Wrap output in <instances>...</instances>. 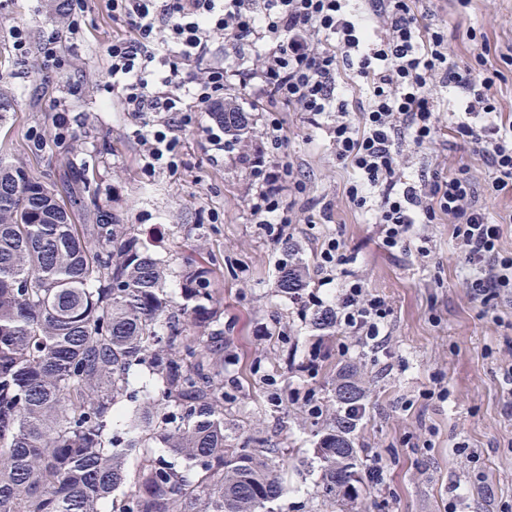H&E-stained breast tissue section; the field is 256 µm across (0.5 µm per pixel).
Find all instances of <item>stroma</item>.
<instances>
[{
	"label": "stroma",
	"mask_w": 512,
	"mask_h": 512,
	"mask_svg": "<svg viewBox=\"0 0 512 512\" xmlns=\"http://www.w3.org/2000/svg\"><path fill=\"white\" fill-rule=\"evenodd\" d=\"M54 5L0 0V85L9 91L8 104L0 105V156L49 183V156L62 152L85 163L102 201L160 260L173 297L181 295L185 258L201 249L224 323V442L236 448L259 436L274 445L284 485L275 512H448L455 494L465 512L512 505V385L502 377L512 364V303H502L497 317L482 315L461 271L452 225H418L408 248L387 249L373 215L347 200L353 173L337 161L328 129L298 112L281 115L283 157L305 184L286 197L294 220L289 238L270 240L251 213V167L235 154L210 157L209 114L187 129L177 172L143 174V146L108 77L105 48L119 25L104 0H86L72 31L57 23ZM420 11L447 24L459 62H473L478 40L490 44L495 65L512 47V0H471L463 14L456 0H422ZM17 25L27 27L32 45L23 60L13 49ZM54 35L60 68L43 53ZM55 102L67 112L71 137L55 136ZM439 128L429 149L403 145L397 178L414 183L425 172L466 167L477 186H486L483 160L449 135L444 105ZM331 239L348 257L335 273L320 257ZM421 245L427 255L418 253ZM285 259L307 269L300 299L275 286ZM356 281L392 308L386 352L356 343L343 326L312 324V296L335 306L340 290ZM344 366L356 371L366 408L354 433L360 468H380L384 481L357 483L355 496L338 505L317 493L321 462L314 448L318 431L337 414L333 393ZM442 389L447 399L438 398ZM312 402L319 415L309 414Z\"/></svg>",
	"instance_id": "obj_1"
}]
</instances>
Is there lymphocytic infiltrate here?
<instances>
[{
  "label": "lymphocytic infiltrate",
  "mask_w": 512,
  "mask_h": 512,
  "mask_svg": "<svg viewBox=\"0 0 512 512\" xmlns=\"http://www.w3.org/2000/svg\"><path fill=\"white\" fill-rule=\"evenodd\" d=\"M366 24L349 0H107L113 21L126 30L106 48L112 93L138 124L145 146L143 170L178 168L183 133L200 112L220 111L234 77L258 80L269 112H301L324 120L339 163L356 181L348 198L356 208L366 191H378L375 214L383 244L404 247L419 224L448 219L460 240L472 296L484 314L512 298V252L502 251L501 223L490 221L485 200L468 169L434 174L425 188L397 180L402 144L423 149L438 134L435 89L452 90L456 137L482 157L495 190L512 189V122H504L493 93L501 68L482 45L474 64L456 61L448 36L420 30L417 0H364ZM224 59H213L215 41ZM367 81L368 105L350 115L341 98L344 68ZM287 137L279 121L262 142L242 154L259 182L251 200L264 223L293 217L282 192L304 185L279 161ZM392 314L388 302L356 282L336 298V320L374 349H385Z\"/></svg>",
  "instance_id": "obj_1"
}]
</instances>
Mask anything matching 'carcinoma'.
I'll return each mask as SVG.
<instances>
[{"mask_svg":"<svg viewBox=\"0 0 512 512\" xmlns=\"http://www.w3.org/2000/svg\"><path fill=\"white\" fill-rule=\"evenodd\" d=\"M218 117L247 134V113ZM57 170L45 183L0 158V512H274L272 449L224 447L210 269L187 259L176 302L95 177ZM304 287L285 264L277 290ZM335 397L344 414L314 448L333 503L360 479L352 370Z\"/></svg>","mask_w":512,"mask_h":512,"instance_id":"cac0c4a2","label":"carcinoma"}]
</instances>
